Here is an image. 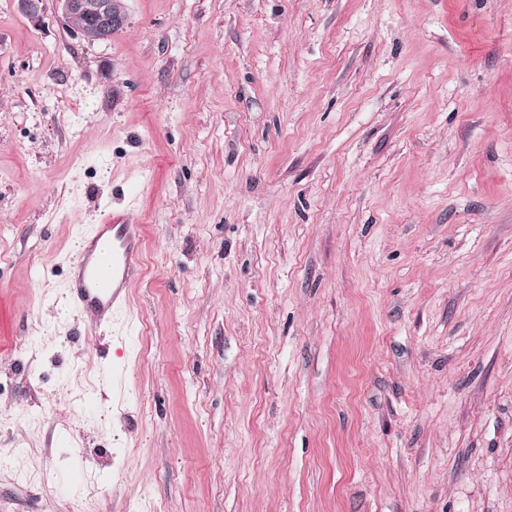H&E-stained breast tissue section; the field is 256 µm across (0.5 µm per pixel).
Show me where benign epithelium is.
I'll list each match as a JSON object with an SVG mask.
<instances>
[{"instance_id": "benign-epithelium-1", "label": "benign epithelium", "mask_w": 512, "mask_h": 512, "mask_svg": "<svg viewBox=\"0 0 512 512\" xmlns=\"http://www.w3.org/2000/svg\"><path fill=\"white\" fill-rule=\"evenodd\" d=\"M66 25L89 42L106 41L125 22L119 0H56Z\"/></svg>"}]
</instances>
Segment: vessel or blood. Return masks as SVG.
<instances>
[{"instance_id":"1","label":"vessel or blood","mask_w":512,"mask_h":512,"mask_svg":"<svg viewBox=\"0 0 512 512\" xmlns=\"http://www.w3.org/2000/svg\"><path fill=\"white\" fill-rule=\"evenodd\" d=\"M141 235L140 225L112 212L82 235L68 274L75 308L93 312L104 325L125 310L141 270Z\"/></svg>"}]
</instances>
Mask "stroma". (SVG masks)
<instances>
[{
    "label": "stroma",
    "instance_id": "35a3bbf8",
    "mask_svg": "<svg viewBox=\"0 0 512 512\" xmlns=\"http://www.w3.org/2000/svg\"><path fill=\"white\" fill-rule=\"evenodd\" d=\"M123 7L0 0V512H512V0ZM66 25L89 42L106 41L125 22L119 0H56ZM93 24L92 31L84 25ZM141 225L107 210L79 240L69 265L68 288L75 308L112 323L127 306L129 288L141 270ZM107 255L103 261L96 248Z\"/></svg>",
    "mask_w": 512,
    "mask_h": 512
}]
</instances>
